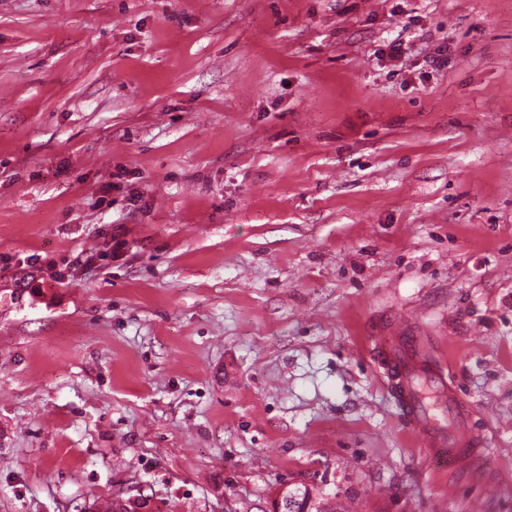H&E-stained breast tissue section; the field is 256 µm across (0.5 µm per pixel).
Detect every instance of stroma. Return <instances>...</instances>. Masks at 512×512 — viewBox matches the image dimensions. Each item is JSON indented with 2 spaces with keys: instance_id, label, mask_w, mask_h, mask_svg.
<instances>
[{
  "instance_id": "obj_1",
  "label": "stroma",
  "mask_w": 512,
  "mask_h": 512,
  "mask_svg": "<svg viewBox=\"0 0 512 512\" xmlns=\"http://www.w3.org/2000/svg\"><path fill=\"white\" fill-rule=\"evenodd\" d=\"M404 324L486 449L411 440ZM512 512V0H0V512Z\"/></svg>"
}]
</instances>
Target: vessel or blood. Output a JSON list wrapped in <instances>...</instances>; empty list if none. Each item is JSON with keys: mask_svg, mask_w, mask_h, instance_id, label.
<instances>
[{"mask_svg": "<svg viewBox=\"0 0 512 512\" xmlns=\"http://www.w3.org/2000/svg\"><path fill=\"white\" fill-rule=\"evenodd\" d=\"M416 346L411 336L388 337L377 352L386 384L413 436L426 447L447 452L455 469H470L481 453L479 441L443 371L418 365Z\"/></svg>", "mask_w": 512, "mask_h": 512, "instance_id": "obj_1", "label": "vessel or blood"}]
</instances>
